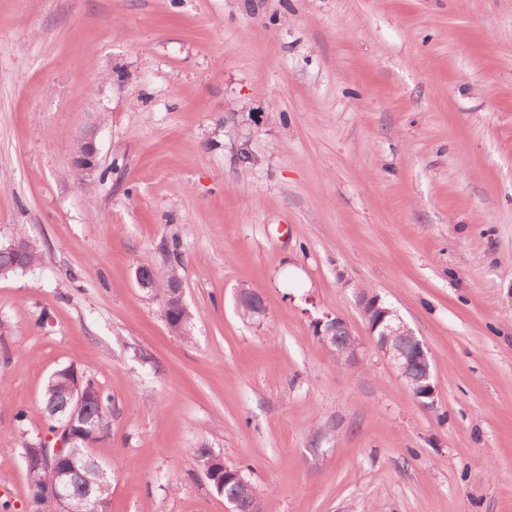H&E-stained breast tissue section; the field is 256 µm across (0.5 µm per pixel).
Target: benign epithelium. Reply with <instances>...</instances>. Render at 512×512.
Masks as SVG:
<instances>
[{
  "label": "benign epithelium",
  "instance_id": "benign-epithelium-1",
  "mask_svg": "<svg viewBox=\"0 0 512 512\" xmlns=\"http://www.w3.org/2000/svg\"><path fill=\"white\" fill-rule=\"evenodd\" d=\"M73 168L85 176L92 174L98 166V149L93 133L87 132L81 137L77 153L73 156ZM237 302L254 308V314L264 313L262 296L251 288L238 291ZM358 306L365 318L367 327L376 336V346L398 376L409 388L421 405L429 407L434 404L436 384L433 376L428 374L419 379L413 376L412 368L416 362H429V352L423 341L414 335L411 328L398 314L397 309L388 307L377 294L358 299ZM316 332L327 346L347 354L346 361L352 363L358 358L357 342L347 322L339 316L327 315L316 321ZM54 444H31L24 452V460L31 463L39 459L43 465L51 466L59 457L70 455L73 437L71 423H61L53 436ZM62 504L63 512H87L86 500L71 494L65 483L51 481L32 490L30 505L32 512H46V506Z\"/></svg>",
  "mask_w": 512,
  "mask_h": 512
}]
</instances>
